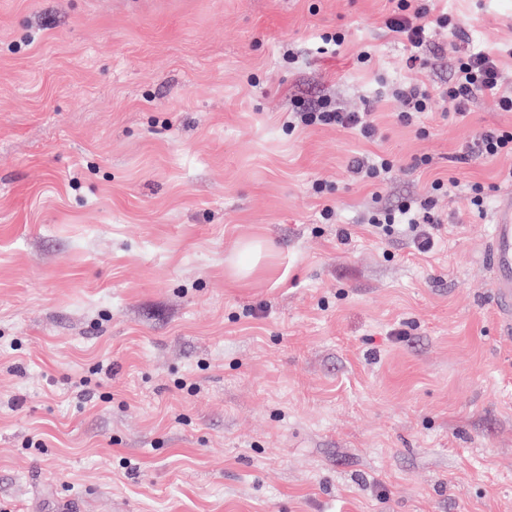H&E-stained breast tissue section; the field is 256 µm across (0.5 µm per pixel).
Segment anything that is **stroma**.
<instances>
[{"label":"stroma","instance_id":"35a3bbf8","mask_svg":"<svg viewBox=\"0 0 512 512\" xmlns=\"http://www.w3.org/2000/svg\"><path fill=\"white\" fill-rule=\"evenodd\" d=\"M395 3L0 0V512H512L484 261L512 187L464 157L512 112L440 96L472 52L512 94V0H436L465 25L422 68ZM413 79L435 97L408 127L390 89ZM323 100L379 139L289 128ZM362 152L393 160L382 185ZM437 177L432 253L373 233ZM349 166L355 180L375 185L379 184L383 179V175L391 170L392 161L384 158L376 160L373 156L358 154L353 158Z\"/></svg>","mask_w":512,"mask_h":512}]
</instances>
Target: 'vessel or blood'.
<instances>
[{
	"mask_svg": "<svg viewBox=\"0 0 512 512\" xmlns=\"http://www.w3.org/2000/svg\"><path fill=\"white\" fill-rule=\"evenodd\" d=\"M485 260L492 272L495 309L503 326L512 325V198L498 209Z\"/></svg>",
	"mask_w": 512,
	"mask_h": 512,
	"instance_id": "obj_1",
	"label": "vessel or blood"
}]
</instances>
